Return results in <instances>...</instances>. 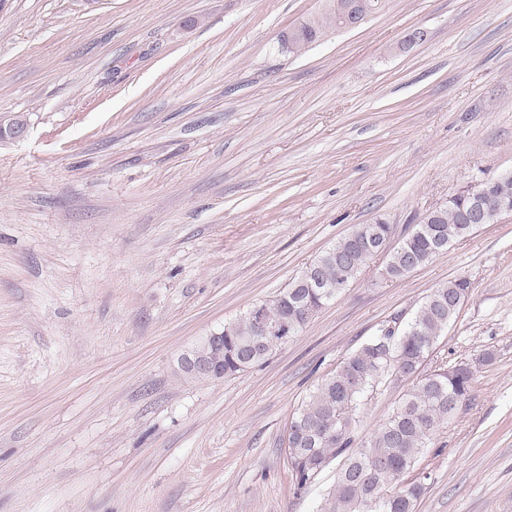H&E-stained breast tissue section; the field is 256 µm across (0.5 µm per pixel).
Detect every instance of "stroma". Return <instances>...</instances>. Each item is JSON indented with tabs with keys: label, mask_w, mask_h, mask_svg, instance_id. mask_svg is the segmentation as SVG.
Here are the masks:
<instances>
[{
	"label": "stroma",
	"mask_w": 512,
	"mask_h": 512,
	"mask_svg": "<svg viewBox=\"0 0 512 512\" xmlns=\"http://www.w3.org/2000/svg\"><path fill=\"white\" fill-rule=\"evenodd\" d=\"M322 0H0V512H317L293 414L394 316L471 290L424 363L483 352L408 480L417 512H512V215L405 279H356L238 375L179 358L355 226L400 240L512 172V0H388L305 55ZM426 33L408 45L412 29ZM389 378L355 431L411 387Z\"/></svg>",
	"instance_id": "35a3bbf8"
}]
</instances>
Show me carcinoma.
I'll use <instances>...</instances> for the list:
<instances>
[{
    "label": "carcinoma",
    "instance_id": "1",
    "mask_svg": "<svg viewBox=\"0 0 512 512\" xmlns=\"http://www.w3.org/2000/svg\"><path fill=\"white\" fill-rule=\"evenodd\" d=\"M384 6L385 0H324L317 14L282 34L280 45L290 54H303L328 32L343 28L352 13L370 16ZM505 197L512 199V172L453 195L392 249L387 248L391 225L384 221L358 225L306 266L287 288L257 304L269 321L284 324L281 333L260 336L250 309L224 324L218 331L224 337V376L261 363L281 338L299 333L376 255L373 247L382 246L387 252L385 277L403 279L447 252L451 243L471 235L476 230L470 220L472 210L480 212L481 223H494ZM469 293V281L455 278L436 288L405 326H399L400 317H393L392 323L382 326L324 377L292 417L287 444L297 488L315 479L336 458H343L336 484L318 512H415L425 486L405 481V475L430 437L469 399L474 377L470 363L422 376L419 370ZM392 375L414 376L416 383L379 429L356 442L353 429L364 398Z\"/></svg>",
    "mask_w": 512,
    "mask_h": 512
}]
</instances>
